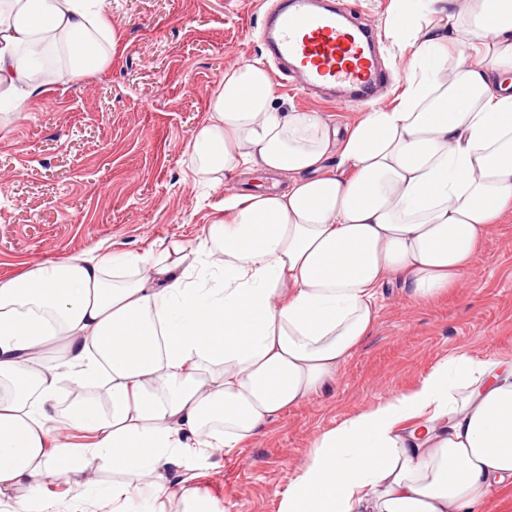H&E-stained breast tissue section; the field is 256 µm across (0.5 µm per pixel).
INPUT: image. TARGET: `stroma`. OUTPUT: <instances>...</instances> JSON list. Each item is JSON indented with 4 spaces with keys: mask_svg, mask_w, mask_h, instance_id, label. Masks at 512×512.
Returning <instances> with one entry per match:
<instances>
[{
    "mask_svg": "<svg viewBox=\"0 0 512 512\" xmlns=\"http://www.w3.org/2000/svg\"><path fill=\"white\" fill-rule=\"evenodd\" d=\"M273 0H105L120 34L104 70L59 74L19 107H0V279L89 252L150 262L164 244L197 249L224 216L225 193L261 175L215 184L194 175L190 144L226 70L266 59L262 7ZM352 25L379 38L394 81L370 101L319 100L269 66L276 106L337 128L392 107L411 59L387 35L391 0H345ZM468 284L414 303L380 290L370 336L309 399L246 441L195 467L193 486L227 512H278L312 441L349 417L409 392L442 361L512 359V215L488 236Z\"/></svg>",
    "mask_w": 512,
    "mask_h": 512,
    "instance_id": "35a3bbf8",
    "label": "stroma"
}]
</instances>
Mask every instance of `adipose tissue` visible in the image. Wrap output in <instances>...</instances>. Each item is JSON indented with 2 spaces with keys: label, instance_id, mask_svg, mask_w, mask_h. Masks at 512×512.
I'll use <instances>...</instances> for the list:
<instances>
[{
  "label": "adipose tissue",
  "instance_id": "obj_1",
  "mask_svg": "<svg viewBox=\"0 0 512 512\" xmlns=\"http://www.w3.org/2000/svg\"><path fill=\"white\" fill-rule=\"evenodd\" d=\"M103 3L0 0V96H40L28 51L61 34L71 73L103 66L119 38ZM387 31L413 56L403 89L341 133L278 110L261 61L225 72L194 172L273 184L226 196L197 250L0 280V504L56 512L44 482L102 461L125 479L85 486L90 503L166 512L176 491L184 512H218L190 490V461L256 437L334 377L383 283L423 302L469 272L512 213V0H392ZM56 347L62 361L44 363ZM102 377L105 407L84 394ZM312 446L279 512H478L489 488L512 492V360L450 358Z\"/></svg>",
  "mask_w": 512,
  "mask_h": 512
}]
</instances>
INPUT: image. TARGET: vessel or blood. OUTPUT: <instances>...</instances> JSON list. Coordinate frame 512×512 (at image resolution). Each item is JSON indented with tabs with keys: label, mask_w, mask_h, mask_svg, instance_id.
Masks as SVG:
<instances>
[{
	"label": "vessel or blood",
	"mask_w": 512,
	"mask_h": 512,
	"mask_svg": "<svg viewBox=\"0 0 512 512\" xmlns=\"http://www.w3.org/2000/svg\"><path fill=\"white\" fill-rule=\"evenodd\" d=\"M345 9L326 0H276L264 13L263 45L280 70L308 88L342 87L375 97L390 76L379 68L376 37L347 26Z\"/></svg>",
	"instance_id": "b4317fda"
}]
</instances>
